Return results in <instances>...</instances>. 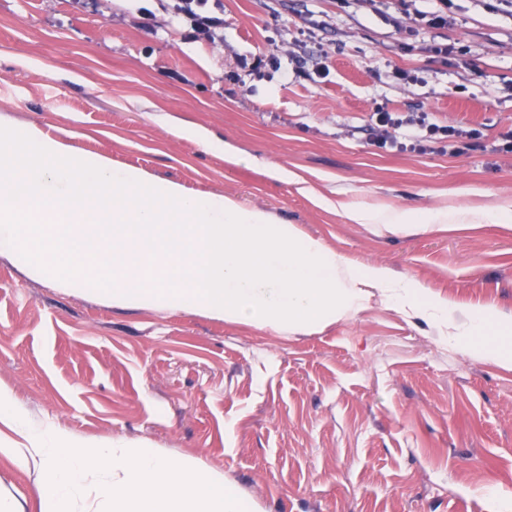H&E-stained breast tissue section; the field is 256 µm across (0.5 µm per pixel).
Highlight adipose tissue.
I'll use <instances>...</instances> for the list:
<instances>
[{"label": "adipose tissue", "instance_id": "adipose-tissue-1", "mask_svg": "<svg viewBox=\"0 0 512 512\" xmlns=\"http://www.w3.org/2000/svg\"><path fill=\"white\" fill-rule=\"evenodd\" d=\"M348 220L354 224H380L388 231L408 234L450 224H508L512 222V205L501 204L471 211L397 209L381 211L363 205L344 208Z\"/></svg>", "mask_w": 512, "mask_h": 512}]
</instances>
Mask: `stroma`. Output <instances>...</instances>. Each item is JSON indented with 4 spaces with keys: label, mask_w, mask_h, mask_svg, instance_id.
I'll list each match as a JSON object with an SVG mask.
<instances>
[{
    "label": "stroma",
    "mask_w": 512,
    "mask_h": 512,
    "mask_svg": "<svg viewBox=\"0 0 512 512\" xmlns=\"http://www.w3.org/2000/svg\"><path fill=\"white\" fill-rule=\"evenodd\" d=\"M221 2L224 39L210 43L189 39L172 0H0V120L65 140L76 160L103 154L233 196L458 309L512 316V223L400 234L341 210L512 203V153L499 149L512 0H453L442 30L399 0ZM262 55L277 68L237 66ZM233 70L239 82L225 80ZM378 105L479 130L481 145L377 149ZM176 119L234 144L239 162L173 135ZM0 389L78 439L200 458L262 512H512V369L464 356L377 294L309 332L261 329L115 305L1 254ZM2 500L40 512L35 473L0 456Z\"/></svg>",
    "instance_id": "obj_1"
}]
</instances>
